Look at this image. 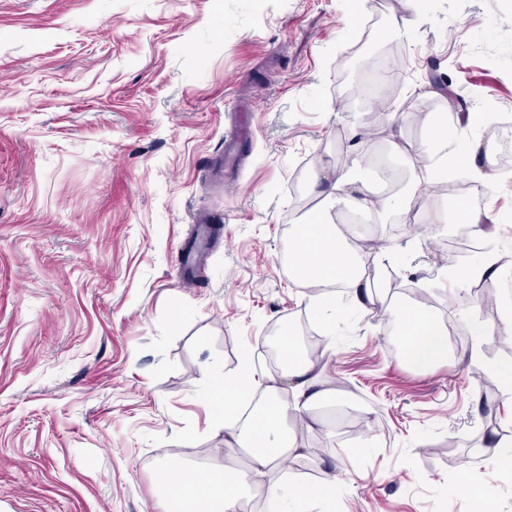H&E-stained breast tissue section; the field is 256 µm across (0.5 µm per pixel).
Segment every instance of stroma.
<instances>
[{
	"label": "stroma",
	"instance_id": "35a3bbf8",
	"mask_svg": "<svg viewBox=\"0 0 512 512\" xmlns=\"http://www.w3.org/2000/svg\"><path fill=\"white\" fill-rule=\"evenodd\" d=\"M0 0V512H163L156 472L171 455L194 467H245L210 425L213 380L251 355L260 381L280 376L268 331L310 322L337 390L325 422L295 426L307 458L267 481L335 472L332 501L281 499V512H475L459 488L485 490L487 512H512V471L493 457L512 436V391L484 373L512 370L499 338L512 298V166L496 161V239L467 266L493 260V310L458 289L439 253L463 218L403 224L406 248L387 301L424 292L451 316L459 353L429 370L406 365L385 333L387 311L357 308L344 288L315 318L309 290L280 254L308 200L309 175L387 150L418 148L449 78L467 112L495 103L512 123V0H424L407 41L384 28L405 0ZM389 55L390 105L378 129L342 106L354 67ZM246 151L215 180L234 132ZM220 228L193 285L178 254L200 214ZM478 331H471V324Z\"/></svg>",
	"mask_w": 512,
	"mask_h": 512
}]
</instances>
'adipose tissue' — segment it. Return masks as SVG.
Returning a JSON list of instances; mask_svg holds the SVG:
<instances>
[{"label": "adipose tissue", "instance_id": "1", "mask_svg": "<svg viewBox=\"0 0 512 512\" xmlns=\"http://www.w3.org/2000/svg\"><path fill=\"white\" fill-rule=\"evenodd\" d=\"M478 122L473 112H443L433 126L428 146L413 152L399 142H392V151L401 157L410 175H393L398 189L389 195L372 188L368 163L361 158L352 159L336 174L323 169L313 174L310 183L321 207L297 224L293 245L288 250V268L302 283L314 287L310 300L317 310L327 307L321 287L335 283L353 290L357 304L382 302L384 275L398 257L396 246L385 240L386 225L408 223L410 203L416 198L421 201L426 223L441 225L448 221L446 212L437 209L433 199L422 198L421 192L427 185L447 177L452 170L486 183L495 181L494 137H458L461 125L474 126ZM339 204L347 211L375 216L377 246L362 249L337 232L330 211ZM391 313L399 318L403 340L400 354L411 366L428 369L447 362L448 325L444 320L408 304L392 306ZM281 349L292 382L291 402L279 399V386L273 382L267 385L250 416H242L239 397L253 386L245 362L234 374L215 384L221 399L212 428L249 448L250 471L241 472L223 460L204 468H186L178 460H169L158 468L167 512H231L246 484L257 495L277 497L284 492L262 483L261 478L280 456L300 458L305 454L288 429V422L305 421L319 402L334 397L336 391L317 372L313 359L299 357L295 337L283 339Z\"/></svg>", "mask_w": 512, "mask_h": 512}]
</instances>
